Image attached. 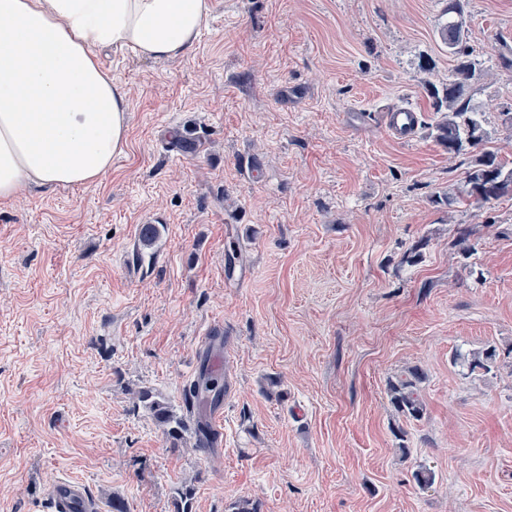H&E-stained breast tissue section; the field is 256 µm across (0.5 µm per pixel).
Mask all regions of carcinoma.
<instances>
[{
    "label": "carcinoma",
    "mask_w": 512,
    "mask_h": 512,
    "mask_svg": "<svg viewBox=\"0 0 512 512\" xmlns=\"http://www.w3.org/2000/svg\"><path fill=\"white\" fill-rule=\"evenodd\" d=\"M449 3L452 10H443L446 20L437 34L441 44L448 47L453 65L448 81L429 86V98L433 111L441 113L440 119L431 126V135L450 154L472 155L461 187L445 196L448 206L456 207L512 196V167H507L497 152L487 147L491 133L486 128L484 112L473 103L483 64L472 57L467 45L466 0H449ZM499 357L497 346L486 344L457 352L454 363L467 368L471 376L485 377L498 367ZM419 380V374L411 372L405 378L388 383L389 401L403 417L416 420L422 417L424 404L418 393ZM189 394L200 403L217 405L224 399V383L204 364ZM136 398L152 412L173 444L183 440L184 421L167 402L156 398L149 390L137 391Z\"/></svg>",
    "instance_id": "carcinoma-1"
}]
</instances>
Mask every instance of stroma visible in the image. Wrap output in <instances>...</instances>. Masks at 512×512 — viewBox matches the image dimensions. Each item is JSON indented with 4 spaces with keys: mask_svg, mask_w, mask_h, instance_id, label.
Masks as SVG:
<instances>
[{
    "mask_svg": "<svg viewBox=\"0 0 512 512\" xmlns=\"http://www.w3.org/2000/svg\"><path fill=\"white\" fill-rule=\"evenodd\" d=\"M210 4L186 54L100 53L130 104L108 175L0 203V512H53L67 479L99 512H179L187 484L191 512H512V198L441 200L470 162L429 135L445 0ZM467 11L474 101L512 163V0ZM386 105L418 113L411 140ZM188 130L199 152H170L163 135ZM216 332L233 341L224 444L171 446L134 393L207 419L186 391ZM489 343L494 374L453 364ZM414 368L417 421L387 395Z\"/></svg>",
    "mask_w": 512,
    "mask_h": 512,
    "instance_id": "1",
    "label": "stroma"
}]
</instances>
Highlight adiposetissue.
<instances>
[{"label": "adipose tissue", "instance_id": "ef3b65f1", "mask_svg": "<svg viewBox=\"0 0 512 512\" xmlns=\"http://www.w3.org/2000/svg\"><path fill=\"white\" fill-rule=\"evenodd\" d=\"M209 13L208 0H0V201L103 178L129 101L99 52L187 53Z\"/></svg>", "mask_w": 512, "mask_h": 512}]
</instances>
